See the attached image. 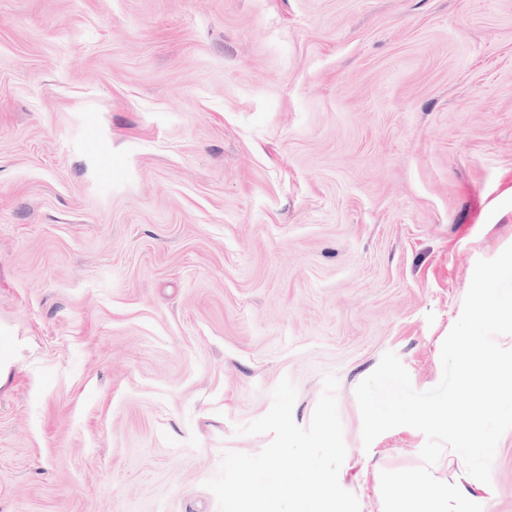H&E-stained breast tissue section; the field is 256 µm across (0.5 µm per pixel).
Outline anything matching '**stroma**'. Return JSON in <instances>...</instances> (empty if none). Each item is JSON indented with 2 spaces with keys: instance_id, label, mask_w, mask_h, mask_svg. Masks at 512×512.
<instances>
[{
  "instance_id": "stroma-1",
  "label": "stroma",
  "mask_w": 512,
  "mask_h": 512,
  "mask_svg": "<svg viewBox=\"0 0 512 512\" xmlns=\"http://www.w3.org/2000/svg\"><path fill=\"white\" fill-rule=\"evenodd\" d=\"M512 245V0H0V512H219L282 378L326 374L360 512ZM483 512H512V430Z\"/></svg>"
}]
</instances>
